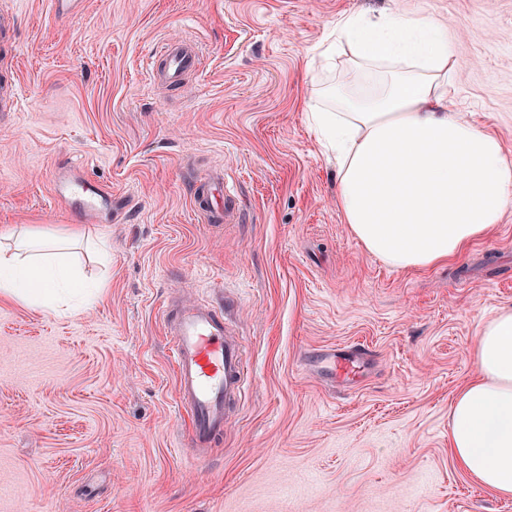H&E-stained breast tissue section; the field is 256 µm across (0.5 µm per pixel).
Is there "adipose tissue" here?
<instances>
[{
	"label": "adipose tissue",
	"mask_w": 512,
	"mask_h": 512,
	"mask_svg": "<svg viewBox=\"0 0 512 512\" xmlns=\"http://www.w3.org/2000/svg\"><path fill=\"white\" fill-rule=\"evenodd\" d=\"M323 56L349 64L324 89L316 127L336 152V205L373 257L396 270L462 259L512 208V153L486 125L451 109L457 64L441 20L392 10L376 20L343 15ZM42 249L27 261L0 251V295L49 306L98 299L59 247L29 229ZM473 373L448 409V447L479 487L512 497V306L481 323Z\"/></svg>",
	"instance_id": "ef3b65f1"
}]
</instances>
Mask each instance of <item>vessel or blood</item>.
<instances>
[{
  "label": "vessel or blood",
  "mask_w": 512,
  "mask_h": 512,
  "mask_svg": "<svg viewBox=\"0 0 512 512\" xmlns=\"http://www.w3.org/2000/svg\"><path fill=\"white\" fill-rule=\"evenodd\" d=\"M203 61L204 54L197 42L187 37H170L149 55L146 79L151 84L178 88L188 75L200 71ZM51 194L55 201L86 216L112 211L111 192L76 172L54 173ZM235 197L227 174L215 172L197 186L193 204L205 223H230L236 217ZM162 317L170 339L177 407L188 418L193 453L202 459L210 446L223 437L230 410L245 390L243 351L226 310L214 301L168 305Z\"/></svg>",
  "instance_id": "1"
}]
</instances>
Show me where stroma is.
I'll return each instance as SVG.
<instances>
[{"label": "stroma", "mask_w": 512, "mask_h": 512, "mask_svg": "<svg viewBox=\"0 0 512 512\" xmlns=\"http://www.w3.org/2000/svg\"><path fill=\"white\" fill-rule=\"evenodd\" d=\"M438 16L456 111L512 151V0H21L0 46V228L77 229L67 251L103 282L76 313L0 297V512H512L448 453V408L480 323L512 306V210L459 262L395 270L336 208V163L305 106L344 14ZM187 36L205 65L181 89L143 64ZM80 161L132 209L90 222L49 178ZM236 183V222L192 205L197 175ZM237 297L248 384L196 459L160 320L172 300ZM365 345L362 378L324 352Z\"/></svg>", "instance_id": "35a3bbf8"}]
</instances>
